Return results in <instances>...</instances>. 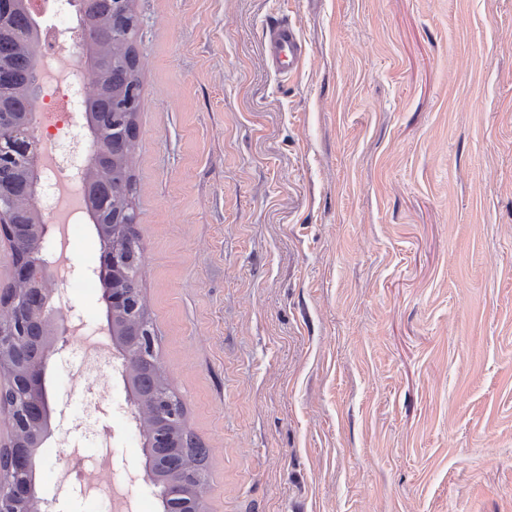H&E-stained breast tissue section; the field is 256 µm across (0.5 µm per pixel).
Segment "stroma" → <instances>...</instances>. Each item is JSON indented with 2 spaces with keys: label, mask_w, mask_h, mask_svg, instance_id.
Here are the masks:
<instances>
[{
  "label": "stroma",
  "mask_w": 512,
  "mask_h": 512,
  "mask_svg": "<svg viewBox=\"0 0 512 512\" xmlns=\"http://www.w3.org/2000/svg\"><path fill=\"white\" fill-rule=\"evenodd\" d=\"M140 284L208 512H512V0H135ZM306 45L284 79L265 31ZM45 363L58 492L91 429L162 512L121 348ZM78 337L82 340L85 349L83 372L87 378L94 379L96 374L104 367L108 366L112 359L110 356L111 352L106 350V346L109 345V341L105 335H101L87 345L84 336Z\"/></svg>",
  "instance_id": "35a3bbf8"
}]
</instances>
